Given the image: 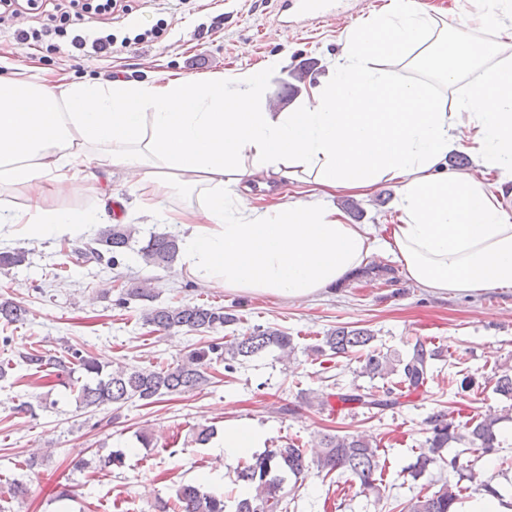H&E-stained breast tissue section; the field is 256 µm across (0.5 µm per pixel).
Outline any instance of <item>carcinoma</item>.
I'll use <instances>...</instances> for the list:
<instances>
[{
	"label": "carcinoma",
	"instance_id": "carcinoma-1",
	"mask_svg": "<svg viewBox=\"0 0 512 512\" xmlns=\"http://www.w3.org/2000/svg\"><path fill=\"white\" fill-rule=\"evenodd\" d=\"M135 233L136 229L131 224H107L97 232V247H89L81 255L90 262H100L108 253L109 261L115 263L118 255L130 246ZM140 253L146 264L168 268L179 256V239L170 233L153 234ZM27 258L28 253L23 250L1 251L0 271L7 274L24 265ZM28 315L29 309L21 303L8 297L0 298V322L7 325L20 323ZM143 322L156 331L177 329L207 336L239 323L240 318L222 307L181 303L154 306L144 313ZM374 341V333L368 328L337 326L328 330L320 343L309 347V351L317 357L327 354L349 357L365 350L364 373L371 378L388 379L390 384L375 391L355 386L344 393L305 396L303 403L323 409L331 406V400L335 399L369 410L389 407L397 403L396 395L403 390H416L427 382L431 361L441 354L437 348H429L418 339L410 344L405 357L395 359L375 348ZM272 348L285 356L290 355L295 349L293 337L277 327L258 325L227 336L222 342L213 338L191 349L176 362L150 367L119 364L108 369L78 348H70L59 356L32 348L20 354V359L38 373L52 368L69 376L77 367L84 370L91 381L75 387L79 407L98 409L112 405L119 409L128 402L151 405L164 396L197 389L210 382L207 369L212 364L222 362L224 370L230 372L235 363ZM494 391L512 400L511 372L496 376ZM499 421L500 417L488 414L472 416L457 424L441 411L432 414L427 420L430 436L410 468L411 476L417 479L434 465L453 471L458 469V456L444 455L452 443L467 444L474 452L492 451L498 443ZM313 465L326 477L336 472L348 475L350 481L358 483L364 492L380 491L382 479L378 444L359 434L327 432L319 434L310 448L290 441L241 462L236 468V482L245 485L249 494L235 499L234 512H283L285 475L291 474L297 479L304 477ZM466 492L467 488L458 484H444L432 493L426 492L411 499L404 509L405 512H457ZM225 508L224 493L196 482L177 485L171 510L162 506L159 512H225Z\"/></svg>",
	"mask_w": 512,
	"mask_h": 512
}]
</instances>
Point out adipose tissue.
<instances>
[{
  "mask_svg": "<svg viewBox=\"0 0 512 512\" xmlns=\"http://www.w3.org/2000/svg\"><path fill=\"white\" fill-rule=\"evenodd\" d=\"M453 35L415 0L355 24L331 79L275 112L265 71L175 74L151 81H27L0 76V240L80 241L112 222V198L69 206L97 174L86 158L126 173L139 211L184 230L190 272L214 288L301 301L332 291L377 250L438 294L512 288V0H482ZM414 57L453 85L454 104L423 81L400 83L382 57ZM482 171H441L449 150ZM297 182L299 198L257 206L255 178ZM397 187L387 239L347 223L330 197ZM179 192L198 205L166 208ZM262 431L224 425L225 460L262 447Z\"/></svg>",
  "mask_w": 512,
  "mask_h": 512,
  "instance_id": "ef3b65f1",
  "label": "adipose tissue"
}]
</instances>
